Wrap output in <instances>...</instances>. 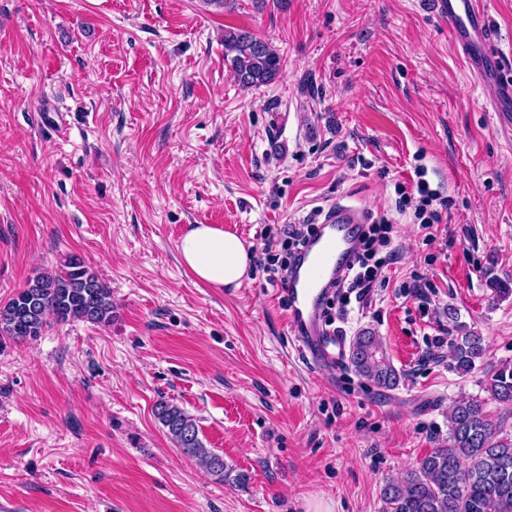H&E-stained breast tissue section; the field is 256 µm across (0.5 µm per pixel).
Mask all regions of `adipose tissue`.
<instances>
[{
    "instance_id": "obj_1",
    "label": "adipose tissue",
    "mask_w": 512,
    "mask_h": 512,
    "mask_svg": "<svg viewBox=\"0 0 512 512\" xmlns=\"http://www.w3.org/2000/svg\"><path fill=\"white\" fill-rule=\"evenodd\" d=\"M177 249L196 282L210 288H237L245 280L253 254L237 234L210 224H193Z\"/></svg>"
}]
</instances>
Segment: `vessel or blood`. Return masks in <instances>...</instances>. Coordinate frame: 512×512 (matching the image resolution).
I'll use <instances>...</instances> for the list:
<instances>
[{"label": "vessel or blood", "instance_id": "b4317fda", "mask_svg": "<svg viewBox=\"0 0 512 512\" xmlns=\"http://www.w3.org/2000/svg\"><path fill=\"white\" fill-rule=\"evenodd\" d=\"M448 22L452 41L478 83L492 86L489 103L501 128H512V71L499 60L498 38L479 0H432ZM360 209L339 205L328 211L314 240L302 249L289 274V324L299 348L320 365L336 367L346 356V339L323 328L321 313L330 287L343 276L357 243Z\"/></svg>", "mask_w": 512, "mask_h": 512}]
</instances>
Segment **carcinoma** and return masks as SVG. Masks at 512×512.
<instances>
[{"instance_id":"cac0c4a2","label":"carcinoma","mask_w":512,"mask_h":512,"mask_svg":"<svg viewBox=\"0 0 512 512\" xmlns=\"http://www.w3.org/2000/svg\"><path fill=\"white\" fill-rule=\"evenodd\" d=\"M224 61L244 88L268 85L282 70L278 50L247 32L224 31ZM53 321L112 322L111 289L76 254L61 268L36 274L0 305V344L34 340ZM451 348L461 374L474 369L487 351L483 337L468 330L451 338ZM349 361L357 375L381 388L399 383L379 337L368 329L355 336ZM485 390L512 407V366L488 374ZM155 414L185 455L219 480L227 479L224 457L206 447L191 415L167 401L156 404ZM448 426V445L425 455L401 478L385 481L380 490L385 512H512V436L477 398L458 400L448 413Z\"/></svg>"}]
</instances>
